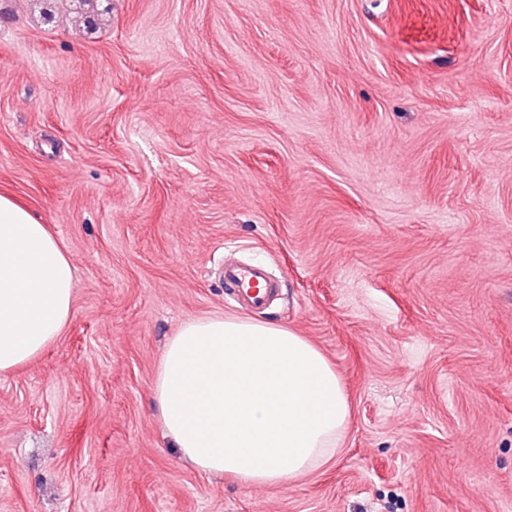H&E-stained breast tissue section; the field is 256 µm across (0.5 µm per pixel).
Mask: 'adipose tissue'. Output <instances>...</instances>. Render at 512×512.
I'll use <instances>...</instances> for the list:
<instances>
[{"instance_id":"adipose-tissue-1","label":"adipose tissue","mask_w":512,"mask_h":512,"mask_svg":"<svg viewBox=\"0 0 512 512\" xmlns=\"http://www.w3.org/2000/svg\"><path fill=\"white\" fill-rule=\"evenodd\" d=\"M74 266L48 225L0 194V375L54 344L73 306ZM153 396L165 435L197 470L276 486L336 454L351 407L340 375L305 337L247 318L185 321Z\"/></svg>"}]
</instances>
